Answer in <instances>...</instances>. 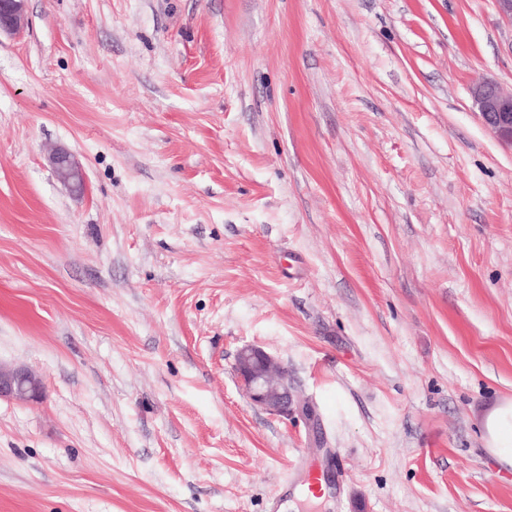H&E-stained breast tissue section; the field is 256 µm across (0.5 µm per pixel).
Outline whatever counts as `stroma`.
Wrapping results in <instances>:
<instances>
[{"mask_svg":"<svg viewBox=\"0 0 512 512\" xmlns=\"http://www.w3.org/2000/svg\"><path fill=\"white\" fill-rule=\"evenodd\" d=\"M494 0H27L0 34V512H512ZM67 149L83 192L54 177ZM264 348L303 413L254 407ZM472 97L482 122L512 143V93L505 94L496 83L486 81L472 90ZM41 393V380L33 371L26 368L8 369L0 366V399L34 402L40 399ZM486 448L498 463L512 469V399L496 401L479 417Z\"/></svg>","mask_w":512,"mask_h":512,"instance_id":"stroma-1","label":"stroma"}]
</instances>
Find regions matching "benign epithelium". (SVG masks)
I'll use <instances>...</instances> for the list:
<instances>
[{"label": "benign epithelium", "instance_id": "benign-epithelium-1", "mask_svg": "<svg viewBox=\"0 0 512 512\" xmlns=\"http://www.w3.org/2000/svg\"><path fill=\"white\" fill-rule=\"evenodd\" d=\"M24 12L25 0H0V32L18 30L24 22ZM472 97L482 122L512 143V93L505 94L496 83L486 81L472 90ZM50 162L59 181L75 188L83 186L81 166L68 151L55 150ZM235 370L254 405L279 416L302 410L290 391L288 370L264 349H240ZM41 393V380L33 371L0 366V399L34 402Z\"/></svg>", "mask_w": 512, "mask_h": 512}]
</instances>
